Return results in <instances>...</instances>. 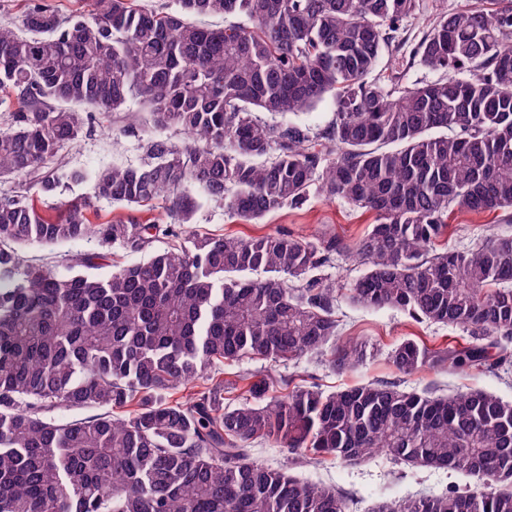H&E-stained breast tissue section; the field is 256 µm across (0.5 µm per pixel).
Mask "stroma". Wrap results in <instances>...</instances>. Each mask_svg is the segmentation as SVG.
Segmentation results:
<instances>
[{
  "instance_id": "obj_1",
  "label": "stroma",
  "mask_w": 512,
  "mask_h": 512,
  "mask_svg": "<svg viewBox=\"0 0 512 512\" xmlns=\"http://www.w3.org/2000/svg\"><path fill=\"white\" fill-rule=\"evenodd\" d=\"M464 3L465 0H417L414 14L403 23L399 47L383 54L384 65L396 73L401 86L413 87L440 78V71L412 59V50L439 14L459 8ZM156 134L149 115L134 99L128 102L124 111L107 117L93 112L79 141L63 148L59 163L92 174L111 166L138 165L145 160L146 147ZM90 190V183L85 182L66 186L61 193L46 196L38 193L32 179H0V198L25 195L48 212L54 211L64 200ZM373 224L372 213L339 199H329L314 187L303 206L271 214L259 224L243 223L233 217L223 203L203 196L189 227L247 239L285 228L311 242L331 234L348 246L367 234ZM494 234L512 235V222L500 220L494 212L458 214L449 218L436 249L440 252L447 249L464 251ZM97 249L96 242L81 240L50 247L26 246L20 253L26 263L61 273L65 270L62 263L64 255ZM336 318L339 340L351 338L364 343L366 356L362 365L338 372L329 366L325 357L315 355L288 363L262 358L230 361L222 368L225 405H238L239 377L244 373L283 377L296 385L313 383L327 393L377 382L394 384L408 392L421 393L432 389L439 395L452 396L462 391L485 390L512 399V342L506 345L507 363L493 370L483 367L465 371L425 370L405 375L396 370L390 359L399 343L412 339L431 348L445 349L469 342L468 332L458 326L416 320L397 309L366 308L352 303L344 295L337 299ZM250 455L298 479L335 488L349 499V512H378L385 501L399 504L419 497L440 495L452 489L473 492L481 488L480 482L466 472L407 468L396 465L384 453L358 464H347L331 456L311 463L302 459L299 452L271 441H258L251 445Z\"/></svg>"
}]
</instances>
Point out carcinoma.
Returning a JSON list of instances; mask_svg holds the SVG:
<instances>
[{"instance_id": "cac0c4a2", "label": "carcinoma", "mask_w": 512, "mask_h": 512, "mask_svg": "<svg viewBox=\"0 0 512 512\" xmlns=\"http://www.w3.org/2000/svg\"><path fill=\"white\" fill-rule=\"evenodd\" d=\"M417 0H178V10L93 0L68 17L34 3L25 33L0 26V177L59 184V152L87 110L142 101L161 135L148 161L92 177L90 193L40 214L0 199V512H348L321 484L248 458L256 440L357 463L382 450L412 467L464 470L485 490L423 497L397 511L512 512V401L370 383L325 395L282 394L243 377L224 406L211 369L245 357L319 353L339 372L365 344H333L336 287L322 269L343 246L287 231L258 239L181 232L197 208L190 183L245 223L306 201L310 189L375 213L352 253L366 270L352 302L465 328L474 343L399 344L403 373L487 365L512 339V237L434 252L448 213H512V0H467L435 18L414 50L458 78L402 88L373 76ZM196 15L249 26L200 27ZM335 120L312 141L287 121L325 96ZM280 117L259 121L255 112ZM193 134L177 148L162 132ZM160 196L165 224L136 216ZM127 214L96 224L97 202ZM180 240L101 272L103 253L66 258L67 273L21 266L17 248L94 240L130 253ZM262 272L261 278L247 274ZM190 383L185 399L176 391ZM133 411L121 415L127 407Z\"/></svg>"}]
</instances>
